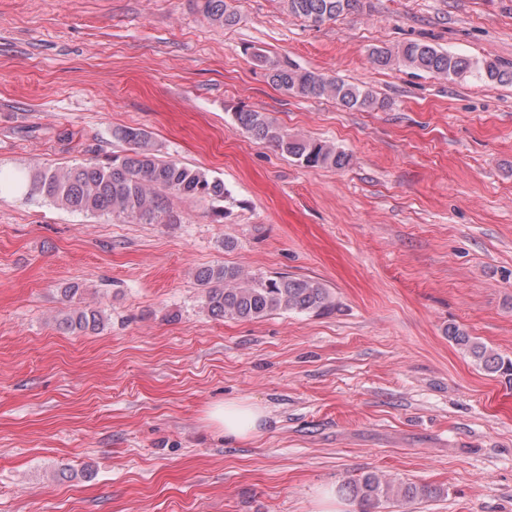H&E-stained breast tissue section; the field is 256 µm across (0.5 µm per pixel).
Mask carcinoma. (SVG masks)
I'll list each match as a JSON object with an SVG mask.
<instances>
[{"instance_id": "carcinoma-1", "label": "carcinoma", "mask_w": 512, "mask_h": 512, "mask_svg": "<svg viewBox=\"0 0 512 512\" xmlns=\"http://www.w3.org/2000/svg\"><path fill=\"white\" fill-rule=\"evenodd\" d=\"M232 2L197 0V7L209 22L226 27L238 20ZM359 2L286 0V9L295 17L320 25L357 10ZM371 59L379 67L409 66L448 80L469 73L488 83H512V69L494 61L454 55L423 42L410 41L395 50L375 48ZM255 60L267 71L271 83L286 94L332 99L350 111L389 107L388 100L358 84L264 53L255 54ZM232 119L251 137L273 145L305 168L342 169L350 165L348 153L324 141L291 135L265 112L242 108L232 113ZM112 140L128 145L127 153L67 167L34 164L15 174L12 184L29 200L91 215L110 214L124 223L175 224L171 207L174 198L209 202L215 214L224 217L222 203L230 193L223 180L202 169L161 159L152 136L142 128L115 126ZM195 278L203 290L204 307L215 319L256 320L278 312L321 315L336 308L330 289L310 278L249 275L224 264L200 267ZM103 326L104 313L89 306L70 307L59 321V328L71 333H94ZM447 336L479 368L512 381L511 359L455 324L448 325ZM338 492L358 502L362 512H371L394 499L410 502L439 495L437 489L427 485H395L375 473L346 480Z\"/></svg>"}]
</instances>
